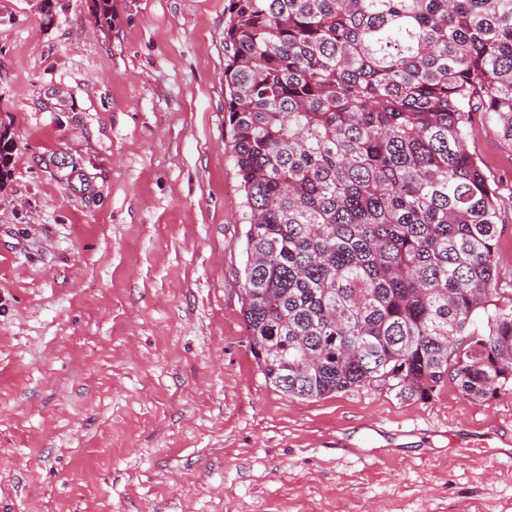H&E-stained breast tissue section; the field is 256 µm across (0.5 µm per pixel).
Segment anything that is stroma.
<instances>
[{
  "mask_svg": "<svg viewBox=\"0 0 512 512\" xmlns=\"http://www.w3.org/2000/svg\"><path fill=\"white\" fill-rule=\"evenodd\" d=\"M228 0H0V512H512V387L321 399L242 314ZM512 281V151L473 117ZM1 132L2 133L0 135V184L1 186L7 187L8 182L11 179V161L15 143L12 132L8 134L7 131L4 132L3 129H1Z\"/></svg>",
  "mask_w": 512,
  "mask_h": 512,
  "instance_id": "stroma-1",
  "label": "stroma"
}]
</instances>
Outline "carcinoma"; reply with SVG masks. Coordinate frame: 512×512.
Here are the masks:
<instances>
[{"label":"carcinoma","mask_w":512,"mask_h":512,"mask_svg":"<svg viewBox=\"0 0 512 512\" xmlns=\"http://www.w3.org/2000/svg\"><path fill=\"white\" fill-rule=\"evenodd\" d=\"M92 2L112 27L114 0ZM224 82L265 380L301 399L512 385L497 191L466 147L484 112L512 150V0H228ZM14 147L0 134L3 186Z\"/></svg>","instance_id":"cac0c4a2"}]
</instances>
